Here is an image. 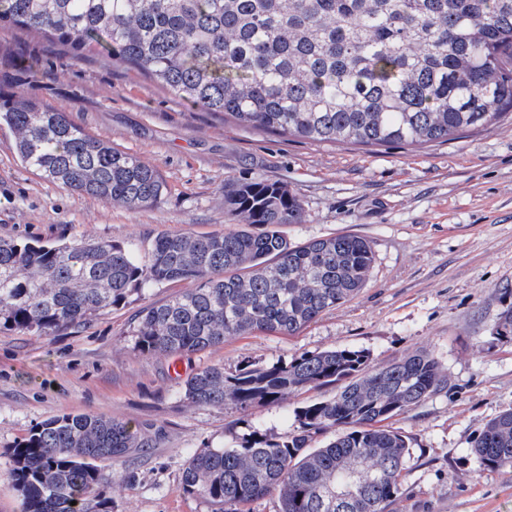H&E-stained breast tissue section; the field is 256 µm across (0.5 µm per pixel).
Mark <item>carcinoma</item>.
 Here are the masks:
<instances>
[{
    "mask_svg": "<svg viewBox=\"0 0 512 512\" xmlns=\"http://www.w3.org/2000/svg\"><path fill=\"white\" fill-rule=\"evenodd\" d=\"M0 26L38 34L75 57L134 70L196 107L254 129L318 143L422 147L490 130L512 111V0H0ZM43 180L137 210L165 183L140 157L72 122L67 112L0 93V124ZM224 206L245 227L161 234L147 257L110 241L0 240V329L49 336L124 304L154 283L195 284L137 314L140 350L174 356L256 331L291 336L368 283L375 256L351 234L296 244L298 196L268 180L230 184ZM448 383L428 351L374 365L332 348L233 372L205 367L184 397L243 410L332 387L300 407L273 440L255 428L236 448L192 454L185 493L224 512L269 495L278 512H387L409 443L384 422ZM333 437L316 447L317 438ZM149 440L129 423L63 414L12 449L22 512H112L100 463ZM472 454L512 465V410L489 420Z\"/></svg>",
    "mask_w": 512,
    "mask_h": 512,
    "instance_id": "1",
    "label": "carcinoma"
}]
</instances>
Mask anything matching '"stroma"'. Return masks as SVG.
Returning <instances> with one entry per match:
<instances>
[{"label": "stroma", "mask_w": 512, "mask_h": 512, "mask_svg": "<svg viewBox=\"0 0 512 512\" xmlns=\"http://www.w3.org/2000/svg\"><path fill=\"white\" fill-rule=\"evenodd\" d=\"M0 88L65 110L154 166L165 183L156 203L135 211L71 192L26 169L2 124L0 239L83 236L142 257L162 233L239 229L240 217L224 208L225 185L265 179L287 185L304 207V223L283 227L288 240L350 233L375 255L355 298L292 336L255 332L176 358L140 351L137 312L184 290L181 282L154 284L49 336L0 329V512L22 510L11 448L68 413L123 420L151 441L126 461L105 463L112 512H214L180 486L190 455L234 446L254 427L282 437L298 407L332 391L292 393L242 412L192 403L185 379L208 366L232 370L333 347L365 350L377 364L426 350L448 376L445 388L392 421L410 455L387 512H512V465L486 469L471 453L483 426L512 410V338L497 331L500 291L512 289L511 117L425 148L313 143L241 126L124 68L64 56L52 42L3 27Z\"/></svg>", "instance_id": "35a3bbf8"}]
</instances>
